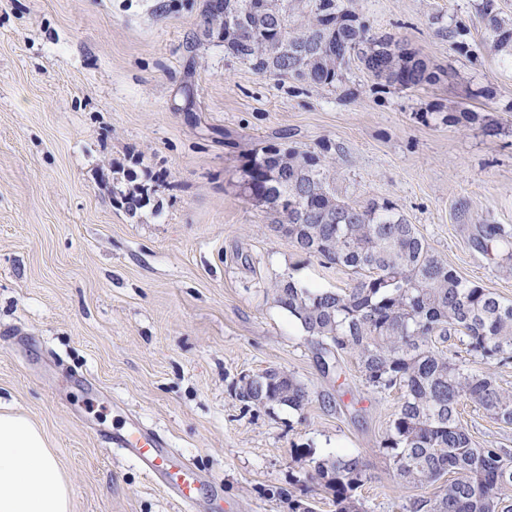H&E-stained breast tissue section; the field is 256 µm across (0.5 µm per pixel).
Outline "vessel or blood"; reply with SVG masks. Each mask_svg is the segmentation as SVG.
Here are the masks:
<instances>
[{"mask_svg":"<svg viewBox=\"0 0 512 512\" xmlns=\"http://www.w3.org/2000/svg\"><path fill=\"white\" fill-rule=\"evenodd\" d=\"M105 441L121 448L128 457L138 462L152 479L180 503L184 512H192L202 475L190 464L179 470L172 469L171 450L161 436L136 422L112 432Z\"/></svg>","mask_w":512,"mask_h":512,"instance_id":"1","label":"vessel or blood"}]
</instances>
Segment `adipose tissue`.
Returning <instances> with one entry per match:
<instances>
[{
  "mask_svg": "<svg viewBox=\"0 0 512 512\" xmlns=\"http://www.w3.org/2000/svg\"><path fill=\"white\" fill-rule=\"evenodd\" d=\"M72 497L43 429L0 409V512H70Z\"/></svg>",
  "mask_w": 512,
  "mask_h": 512,
  "instance_id": "obj_1",
  "label": "adipose tissue"
}]
</instances>
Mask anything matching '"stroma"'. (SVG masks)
<instances>
[{
    "label": "stroma",
    "instance_id": "obj_1",
    "mask_svg": "<svg viewBox=\"0 0 512 512\" xmlns=\"http://www.w3.org/2000/svg\"><path fill=\"white\" fill-rule=\"evenodd\" d=\"M480 4L353 0L371 34L443 71L399 93L357 62L333 88L262 77L210 36L205 0H0V403L45 430L72 512H182L100 437L128 412L211 478L194 512H289L304 486L335 512L308 448L365 458L367 512L438 492L403 484L379 446L399 391H374L350 353L322 373L264 290L354 274L302 254L237 180L256 143L329 144L339 197L392 201L462 278L512 300L498 254L472 243L484 224L512 231V62ZM465 107L479 121L445 122ZM147 171L128 212L112 186ZM269 368L307 385L302 410L239 398ZM459 412L476 445L512 450V425Z\"/></svg>",
    "mask_w": 512,
    "mask_h": 512
}]
</instances>
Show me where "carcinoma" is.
Segmentation results:
<instances>
[{"mask_svg": "<svg viewBox=\"0 0 512 512\" xmlns=\"http://www.w3.org/2000/svg\"><path fill=\"white\" fill-rule=\"evenodd\" d=\"M481 15L493 49L512 59V19L502 16L496 0H483ZM204 17L222 32L224 54L265 78L334 87L356 59L397 90L435 79L404 41L371 35L351 0H239L235 28L209 0ZM329 151L324 143L316 149L272 143L253 149L241 166L243 194L281 217L276 229L299 251L358 275L351 287L330 290L285 274L271 286L273 301L308 336L321 371H338L337 356L352 353L369 386L400 391L401 405L380 442L397 476L421 487L452 475L440 493L414 498L410 512H505L503 503L512 499V452L476 446L459 406L467 400L512 425V393L436 343L454 336L484 364L512 362V301L448 267L391 201L353 205L340 199ZM474 246L496 249L501 270L512 273L511 231L488 224ZM238 395L295 410L309 399L301 381L277 369L241 378ZM310 478L332 492L336 512H365L356 497L370 479L361 455L314 459Z\"/></svg>", "mask_w": 512, "mask_h": 512, "instance_id": "1", "label": "carcinoma"}]
</instances>
